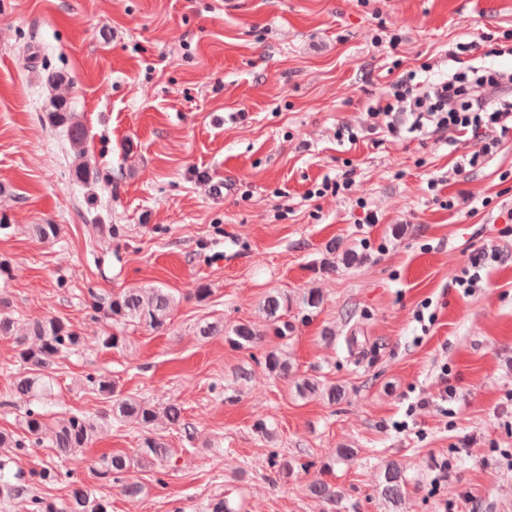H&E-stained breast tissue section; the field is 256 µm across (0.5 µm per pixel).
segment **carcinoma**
Masks as SVG:
<instances>
[{"instance_id":"1","label":"carcinoma","mask_w":512,"mask_h":512,"mask_svg":"<svg viewBox=\"0 0 512 512\" xmlns=\"http://www.w3.org/2000/svg\"><path fill=\"white\" fill-rule=\"evenodd\" d=\"M50 120L66 129L67 137L77 151L81 162L75 168L78 182H90L96 178V171L85 161V146L88 130L85 124L70 112L64 97H59L55 110L49 113ZM173 302L172 296L161 288H124L112 294L106 314L112 321L123 325H145L153 330H162L167 325L169 309ZM289 304L288 296L278 292L269 294L262 305V310L271 324V330L282 339L288 338L293 332V325L282 319L280 311ZM10 301L0 293V336H11L15 343L16 362L22 372L10 376V397L12 404L27 403L41 400L51 394V377L49 369L59 359L79 350L82 337L72 327L59 319L47 316L41 320L21 323L8 312ZM198 335L225 336L227 341L239 349H249L259 343L261 334L251 325L238 324L229 331H224L221 321L206 322L198 328ZM265 365L268 371L279 378H288L290 364L286 355L271 352L266 356ZM98 395L110 403V412L118 422L130 421L144 429L139 448L135 457L114 453L104 456L99 462L100 478L119 484L121 492L129 497L142 493V486L124 479L131 464L136 463L144 468L153 467L165 461L169 448L167 444L151 428L163 417L169 425L190 431L184 421L181 408L169 404L160 409L150 402L123 396L112 380L106 376L90 380ZM296 393L305 397L322 393L334 401L341 396L342 390L336 386L324 387L312 378H304L296 383ZM25 431L35 440L48 439L55 448L57 457H66L86 447L92 442L101 422L98 418L73 413L67 417L47 422L39 415L30 411L22 419ZM312 497L326 504L332 512H340L343 495L337 487L322 479L309 485ZM379 493L386 504L398 508L406 501L407 482L403 468L397 463L385 466L379 481ZM111 502L92 493L82 484L74 483L69 489L68 497L61 505L51 502L38 503V512H111Z\"/></svg>"}]
</instances>
